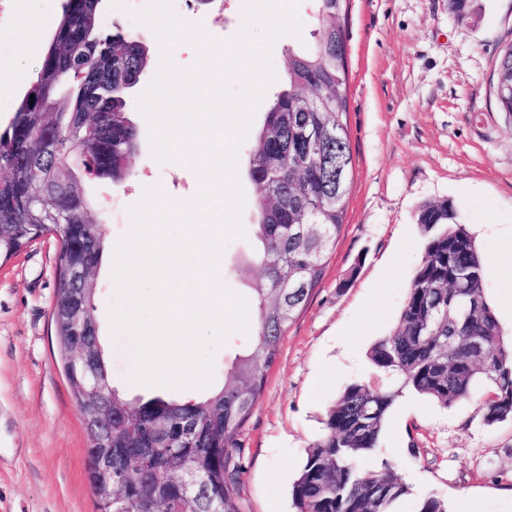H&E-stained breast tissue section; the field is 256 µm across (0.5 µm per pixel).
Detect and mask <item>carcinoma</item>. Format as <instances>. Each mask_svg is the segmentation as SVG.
<instances>
[{"instance_id": "obj_1", "label": "carcinoma", "mask_w": 512, "mask_h": 512, "mask_svg": "<svg viewBox=\"0 0 512 512\" xmlns=\"http://www.w3.org/2000/svg\"><path fill=\"white\" fill-rule=\"evenodd\" d=\"M346 3L317 0L315 46L291 53L288 86L276 96L258 135L257 150L274 167L250 163V181L272 179L279 196L290 199L286 209L255 202L259 260L267 280V287L257 289L255 337L213 393L187 401L154 396L138 402L144 415L166 423L175 443L153 449L137 490L113 501L112 512H149L159 497L176 495L163 479L173 452L203 480L202 491L183 499L182 512H207L217 502L224 503V512H240L238 436L289 323L323 278L352 188L348 78L336 86V40L346 39L336 21L346 15ZM75 16L101 54L112 59V83L100 81L95 62L83 59L81 41L69 28ZM57 30V43L45 46L36 76L18 100L11 123L0 132V164L12 174L11 183L0 186V257H11L68 213L57 264L59 297L68 288L64 268L72 260L100 262L104 233L90 216L86 185L93 178L118 182L129 175L125 160L137 140L123 92L138 82L149 57L134 36L101 29L96 0H61ZM496 81L499 87L512 82V45L499 58ZM316 82L335 88L327 107L294 111L297 92ZM88 113L97 114L101 124L82 130L78 145L74 122ZM35 170L43 204L32 207L24 196ZM306 224L318 225L319 234H305L301 226ZM417 224L424 237L423 255L398 326L369 350L373 365L395 376L397 386L379 390L356 382L336 398L326 412L323 435L306 449L292 485L293 512H396L409 487L388 462L369 468L363 461L378 447L388 412L405 389L448 407L488 386L482 400L485 421L512 418V342L504 340L484 295L485 257L449 202L422 205ZM190 426L196 428L193 443H179ZM128 444L124 432H114L112 471L126 469L139 455ZM417 512H448V506L429 494L418 500Z\"/></svg>"}]
</instances>
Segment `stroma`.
<instances>
[{
	"label": "stroma",
	"mask_w": 512,
	"mask_h": 512,
	"mask_svg": "<svg viewBox=\"0 0 512 512\" xmlns=\"http://www.w3.org/2000/svg\"><path fill=\"white\" fill-rule=\"evenodd\" d=\"M61 0H20L12 27L0 32V130L33 79L55 29ZM242 0H228L216 20L208 0H190L186 18L227 40L242 22ZM46 23L21 43L30 14ZM300 35L280 37L271 50L277 79L257 108L238 151V180L252 197L262 189L247 177L266 112L284 88L291 51L310 50L315 0H301ZM348 134L354 182L345 225L322 282L283 337L254 410L240 432L241 512H292L290 487L305 450L323 432L329 405L351 383L387 388L392 377L368 359L370 345L393 331L422 258L417 226L426 202L452 201L485 257L512 252V116L497 103L496 67L512 45V0H470L465 16L448 0H349ZM120 26L149 48V64L126 94L138 131L123 183L90 180L91 213L106 245L91 277L100 340L112 385L130 404L139 398L190 399L196 390L131 385L128 335L111 337L113 252L127 231V209L145 187L174 199L202 189L178 162L159 163L136 99L155 75L160 46L153 32L120 10L104 9L101 26ZM258 214L245 205V238L224 248L222 281L247 301L266 278L255 257ZM60 244L40 237L0 260V512H97L86 467L88 436L65 376L53 318ZM389 462L411 489L401 504L437 494L449 512H512V420H484L481 399L443 407L414 394L390 410L372 464Z\"/></svg>",
	"instance_id": "1"
}]
</instances>
